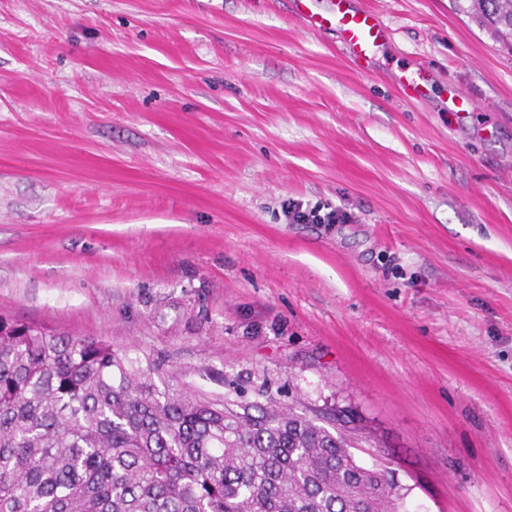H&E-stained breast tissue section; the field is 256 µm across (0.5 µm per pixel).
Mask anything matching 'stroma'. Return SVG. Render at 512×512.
I'll list each match as a JSON object with an SVG mask.
<instances>
[{
	"label": "stroma",
	"instance_id": "stroma-1",
	"mask_svg": "<svg viewBox=\"0 0 512 512\" xmlns=\"http://www.w3.org/2000/svg\"><path fill=\"white\" fill-rule=\"evenodd\" d=\"M355 4L368 74L289 0H0V314L347 410L406 512H512V51ZM284 209L291 224H353L357 221L353 213L331 204L311 205L301 200H288Z\"/></svg>",
	"mask_w": 512,
	"mask_h": 512
}]
</instances>
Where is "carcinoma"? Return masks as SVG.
I'll return each mask as SVG.
<instances>
[{
    "label": "carcinoma",
    "instance_id": "cac0c4a2",
    "mask_svg": "<svg viewBox=\"0 0 512 512\" xmlns=\"http://www.w3.org/2000/svg\"><path fill=\"white\" fill-rule=\"evenodd\" d=\"M469 2L512 46V0ZM163 371L0 316V512H403L344 411L160 389Z\"/></svg>",
    "mask_w": 512,
    "mask_h": 512
}]
</instances>
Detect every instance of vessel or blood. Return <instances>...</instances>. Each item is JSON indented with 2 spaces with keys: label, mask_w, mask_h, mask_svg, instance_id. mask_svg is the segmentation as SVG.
Instances as JSON below:
<instances>
[{
  "label": "vessel or blood",
  "mask_w": 512,
  "mask_h": 512,
  "mask_svg": "<svg viewBox=\"0 0 512 512\" xmlns=\"http://www.w3.org/2000/svg\"><path fill=\"white\" fill-rule=\"evenodd\" d=\"M297 17L317 32H335L358 70H368L385 38L378 16L367 8L354 9L349 0H329L327 10L312 11L310 0H293Z\"/></svg>",
  "instance_id": "vessel-or-blood-1"
}]
</instances>
